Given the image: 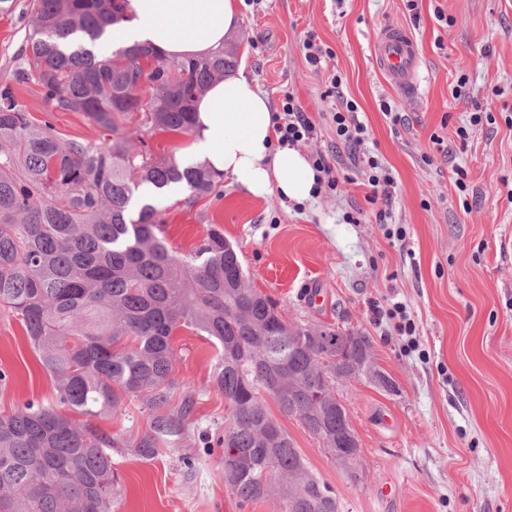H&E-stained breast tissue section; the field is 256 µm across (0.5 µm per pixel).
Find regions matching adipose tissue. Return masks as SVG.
<instances>
[{"instance_id":"ef3b65f1","label":"adipose tissue","mask_w":512,"mask_h":512,"mask_svg":"<svg viewBox=\"0 0 512 512\" xmlns=\"http://www.w3.org/2000/svg\"><path fill=\"white\" fill-rule=\"evenodd\" d=\"M125 21L97 43L152 44L165 56L200 58L223 48L240 20L238 0H126ZM186 161L231 179L247 194L277 195L294 205L313 200L317 171L291 146L279 145L268 95L245 70L214 82L195 103Z\"/></svg>"}]
</instances>
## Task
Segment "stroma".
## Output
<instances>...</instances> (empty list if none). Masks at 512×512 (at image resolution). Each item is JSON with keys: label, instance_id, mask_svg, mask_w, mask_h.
<instances>
[{"label": "stroma", "instance_id": "1", "mask_svg": "<svg viewBox=\"0 0 512 512\" xmlns=\"http://www.w3.org/2000/svg\"><path fill=\"white\" fill-rule=\"evenodd\" d=\"M28 2L0 13V86L25 51ZM439 10L452 24L437 20ZM385 25L406 28L418 43L416 92L392 89L375 65L373 37ZM309 34L332 52L321 65L305 59ZM232 42L273 109L293 94L316 126L301 152L325 154L342 180L299 207L249 196L224 178L216 194L196 200L185 189L157 193L169 244L185 253L220 228L251 283L289 322L371 337L376 365L399 391L366 379L336 389L359 438L357 478L297 419H279L335 491L340 512H512V0H245ZM332 74L341 80L335 89ZM15 92L31 119L51 121L61 138L101 137L82 114L47 111L35 82ZM348 102L369 129L361 148L336 137L331 114ZM478 105L491 108L494 123L459 141L456 128ZM366 150L395 178L387 221L404 239L385 237L365 199ZM458 168L467 174L464 193L454 184ZM356 213L361 223H346ZM396 302L416 326L413 337L401 336L387 314ZM173 344L169 412L186 392L195 397L183 439L153 458L138 456L133 445L154 414L131 397L98 423L127 442L112 451L118 512H274L268 501L240 502L224 483L223 448L205 445L223 434L229 412L212 381L214 346L187 329ZM55 397L20 317L0 308V413Z\"/></svg>", "mask_w": 512, "mask_h": 512}]
</instances>
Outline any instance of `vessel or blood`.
<instances>
[{
    "label": "vessel or blood",
    "mask_w": 512,
    "mask_h": 512,
    "mask_svg": "<svg viewBox=\"0 0 512 512\" xmlns=\"http://www.w3.org/2000/svg\"><path fill=\"white\" fill-rule=\"evenodd\" d=\"M374 59L394 89L404 93L416 90L421 60L410 32L397 26L382 27L374 38Z\"/></svg>",
    "instance_id": "1"
}]
</instances>
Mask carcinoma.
Masks as SVG:
<instances>
[{
  "instance_id": "carcinoma-1",
  "label": "carcinoma",
  "mask_w": 512,
  "mask_h": 512,
  "mask_svg": "<svg viewBox=\"0 0 512 512\" xmlns=\"http://www.w3.org/2000/svg\"><path fill=\"white\" fill-rule=\"evenodd\" d=\"M124 19L119 0H32L26 57L13 81H36L53 112H80L109 138L68 141L48 121L33 124L11 85L0 88V307L22 320L43 370L56 382L57 405L28 401L0 414V512H114L120 478L118 436L91 423L109 418L126 396L152 411L169 406L173 336L181 328L217 349L214 382L225 420L224 482L239 499L272 501L276 512H339L332 487L317 477L269 411L295 417L331 455L346 452L336 432L344 404L336 374L366 363L390 394L395 381L374 368L373 343L359 332L290 324L254 288L238 251L210 230L190 253L174 251L141 188L181 183L210 195L212 175L134 149L124 123L177 134L193 130L195 100L236 66L227 47L202 59H168L146 47L118 46L94 60L83 47ZM194 404L154 418L135 452L152 458L178 443ZM88 418L79 423L69 412Z\"/></svg>"
}]
</instances>
